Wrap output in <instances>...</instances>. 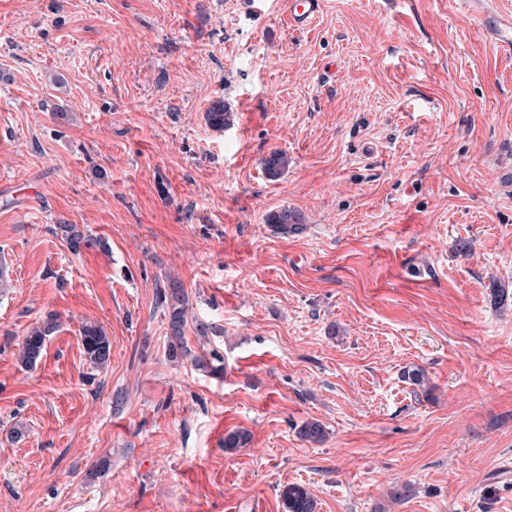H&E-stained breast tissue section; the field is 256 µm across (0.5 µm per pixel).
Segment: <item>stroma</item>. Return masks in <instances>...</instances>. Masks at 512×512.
<instances>
[{
	"label": "stroma",
	"mask_w": 512,
	"mask_h": 512,
	"mask_svg": "<svg viewBox=\"0 0 512 512\" xmlns=\"http://www.w3.org/2000/svg\"><path fill=\"white\" fill-rule=\"evenodd\" d=\"M248 2L0 0V512H512V55L454 0ZM170 276L223 378L167 357ZM288 25L294 30H304L310 26L323 10L324 0H287ZM269 224L276 234L288 236L300 232L304 224H300L298 215L288 208L273 212L269 215ZM56 230L74 254L95 248L99 243V241L79 230L75 224H59ZM59 328L58 317L49 313L24 336L19 348V362L27 369L35 367L42 359L47 338ZM83 353L88 364L97 369L111 362V343L105 330L95 323H85L81 327ZM279 497L284 512H317V502L303 485L284 486Z\"/></svg>",
	"instance_id": "1"
}]
</instances>
